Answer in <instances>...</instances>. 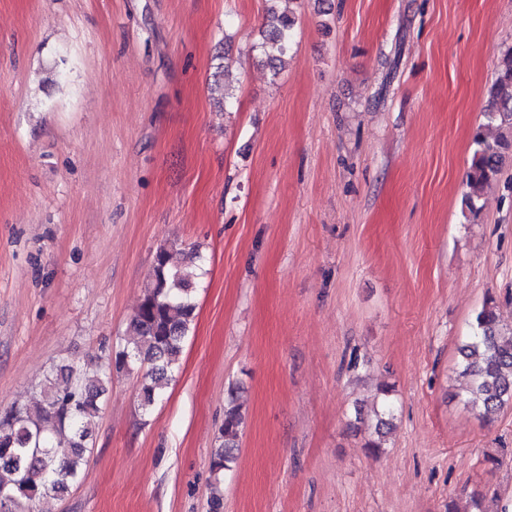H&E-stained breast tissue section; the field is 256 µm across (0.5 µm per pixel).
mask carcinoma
<instances>
[{"mask_svg":"<svg viewBox=\"0 0 512 512\" xmlns=\"http://www.w3.org/2000/svg\"><path fill=\"white\" fill-rule=\"evenodd\" d=\"M295 17L271 13L264 40L275 50L267 65L273 73L284 66L292 42ZM487 124L473 138V158L466 174L462 214H475L486 188L498 179L505 153L512 152V49L499 62L490 87ZM200 258L194 248L172 244L156 255L153 272L127 328L126 342L108 362L90 361L75 369L56 366L29 403L0 412V512H27L48 495L60 496L88 475L86 454L92 424L112 386V373L131 374L146 369L139 385L141 406L149 409L160 398L177 368L183 344L194 320L196 304L191 266ZM459 353V375L469 378L465 404L491 422L512 405V325L503 323L492 302L476 312ZM374 436L367 442L382 451L390 432L395 405L388 386L379 388ZM244 423L238 392L224 402V424L219 446L211 459L214 476L210 512H223L224 471L236 459Z\"/></svg>","mask_w":512,"mask_h":512,"instance_id":"cac0c4a2","label":"carcinoma"}]
</instances>
